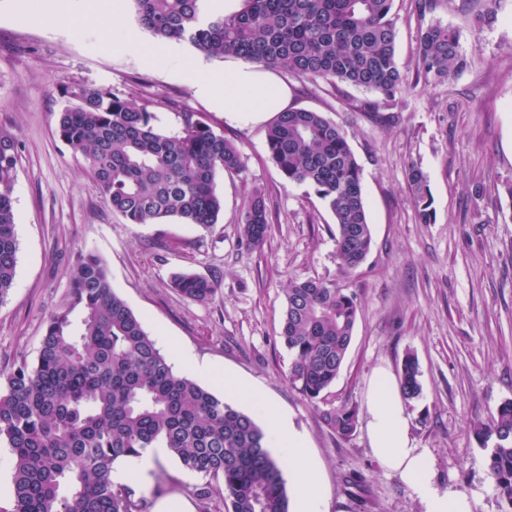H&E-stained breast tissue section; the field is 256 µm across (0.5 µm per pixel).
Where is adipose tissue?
<instances>
[{
    "instance_id": "ef3b65f1",
    "label": "adipose tissue",
    "mask_w": 512,
    "mask_h": 512,
    "mask_svg": "<svg viewBox=\"0 0 512 512\" xmlns=\"http://www.w3.org/2000/svg\"><path fill=\"white\" fill-rule=\"evenodd\" d=\"M137 54L144 66L189 84L197 96L230 118L260 122L290 106L291 90L272 69L238 59L223 74L213 75L206 72L203 64H182L179 48L174 44L141 48ZM247 396L262 405L269 449L291 479L292 512H323L326 490L319 464L309 456L304 436L290 417L266 402L259 390L248 389ZM367 416L375 456L414 489L423 512H473L471 498L454 488L440 487L427 451L413 447L398 381L386 370H377L373 375Z\"/></svg>"
}]
</instances>
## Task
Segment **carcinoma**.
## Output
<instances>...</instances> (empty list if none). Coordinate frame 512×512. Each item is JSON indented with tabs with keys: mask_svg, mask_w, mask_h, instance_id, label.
<instances>
[{
	"mask_svg": "<svg viewBox=\"0 0 512 512\" xmlns=\"http://www.w3.org/2000/svg\"><path fill=\"white\" fill-rule=\"evenodd\" d=\"M139 24L157 39L186 41L207 58L234 56L310 82L342 83L390 106L403 89L396 57L394 0H242L239 11L204 12V0H133ZM419 72L428 82L462 73L468 58L459 33L439 22L421 31ZM71 104L57 133L81 156L105 205L130 224L176 218L208 228L224 201L220 174L243 169L238 145L194 112L174 128L120 92L84 85L65 88ZM267 146L281 174L312 187L336 223V256L346 269L368 254L372 234L361 172L344 130L321 112L290 109L268 128ZM19 163L14 135L0 127V302L12 287L17 253L13 192ZM418 219L433 218L428 177L409 167ZM240 223L246 247L269 232L266 198L254 193ZM71 305L53 316L34 365L0 373V440L13 457L11 512H146L133 489L112 481L116 461L166 448L179 464L224 485V512H289L290 495L266 432L236 406L174 371L140 319L112 290L104 260L80 257L70 275ZM173 285L205 302L214 281L178 274ZM80 308L78 332L70 315ZM359 311L355 293L316 279L287 291L279 339L291 356L289 382L317 399L338 377ZM417 361L399 372L404 399L422 391ZM327 424L347 438L356 412L338 408ZM489 478L512 504V402L476 428Z\"/></svg>",
	"mask_w": 512,
	"mask_h": 512,
	"instance_id": "cac0c4a2",
	"label": "carcinoma"
}]
</instances>
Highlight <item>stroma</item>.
Returning a JSON list of instances; mask_svg holds the SVG:
<instances>
[{
    "instance_id": "1",
    "label": "stroma",
    "mask_w": 512,
    "mask_h": 512,
    "mask_svg": "<svg viewBox=\"0 0 512 512\" xmlns=\"http://www.w3.org/2000/svg\"><path fill=\"white\" fill-rule=\"evenodd\" d=\"M484 0H394L396 56L405 87L392 106L362 111L372 93L345 85L287 83L293 108L340 125L362 169L372 247L356 269L336 258V224L314 190L286 180L267 147L264 122L225 118L185 83L141 65L125 46L157 40L133 10L114 32L98 25L112 0H71L42 18L41 0H0V126L19 143L14 189L18 259L14 286L0 302V371L34 363L52 315L69 306L70 272L80 254L107 264L113 291L184 373L182 355L206 366L199 384L223 393L231 373L289 414L318 461L324 512H422L412 488L374 456L365 423L375 369L399 373L406 354L421 371L422 392L407 401L414 447L427 449L440 486L474 500L473 512H506L487 475V451L474 424L512 401V0L497 21L474 25ZM438 21L456 29L469 67L440 84L417 70L419 30ZM91 85L150 104L163 128L198 113L233 138L244 156L237 174L217 178L224 210L210 230L179 220L127 223L105 206L83 159L57 135L64 87ZM427 175L434 218L420 223L407 181L410 165ZM270 211L264 244L241 243L240 214L255 191ZM192 272L216 283L199 303L171 284ZM319 279L357 294L354 337L336 382L309 401L288 381L291 358L278 334L291 281ZM351 407L357 428L342 438L325 411ZM200 476L173 457L147 480L130 481L148 508L180 497L189 512H224L221 492L201 500Z\"/></svg>"
}]
</instances>
